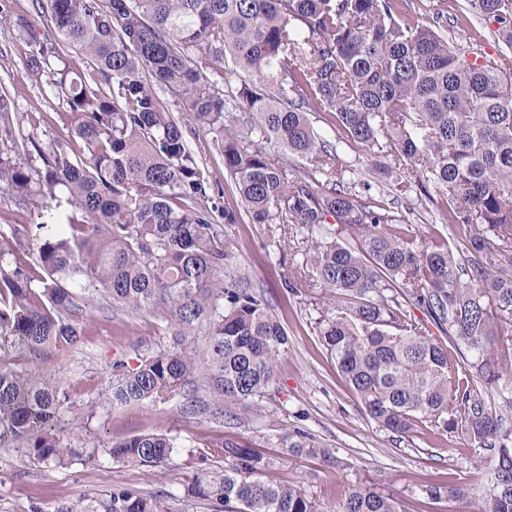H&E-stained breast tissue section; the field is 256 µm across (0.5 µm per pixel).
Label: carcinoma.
I'll use <instances>...</instances> for the list:
<instances>
[{
  "mask_svg": "<svg viewBox=\"0 0 512 512\" xmlns=\"http://www.w3.org/2000/svg\"><path fill=\"white\" fill-rule=\"evenodd\" d=\"M50 38L0 11V25L27 45L22 64L62 95L70 140L19 157L0 150V190L33 207L65 197L71 211L35 225V249L0 231V347L29 353L86 335L73 289L133 316L168 322L173 348L134 369L114 366V406L186 394L198 360L189 340L206 336L201 390L232 426L258 415L279 387L288 343L281 322L236 271L230 226L243 207L289 241L300 224L304 258L288 288H314L320 341L379 427L406 437L422 427L462 434L494 463L480 512H512V0H466L464 11L498 24L499 64L406 14L401 0H38ZM87 65L96 72L88 76ZM177 93L166 98L161 91ZM16 104L0 88V141L16 144ZM311 112L335 115L402 198L435 191L448 234L422 233L359 200L337 165V146ZM224 154L236 204L203 178L188 137ZM305 160L318 190L288 177L282 155ZM224 223H217V217ZM359 245L336 239L335 225ZM463 237V247L449 244ZM13 258L14 268L3 266ZM448 331L442 343L419 327L405 301ZM467 367L459 374L456 359ZM50 379L0 370V443L37 462L73 456ZM298 455L330 452L310 432L282 430ZM177 448L165 434L112 443V462L155 469ZM224 467L203 469L185 495L213 512H319L300 484H273L256 450L216 445ZM55 512H167L162 496L115 485L100 498L68 499ZM336 512H402L391 495L351 489Z\"/></svg>",
  "mask_w": 512,
  "mask_h": 512,
  "instance_id": "obj_1",
  "label": "carcinoma"
}]
</instances>
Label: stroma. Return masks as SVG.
<instances>
[{"mask_svg": "<svg viewBox=\"0 0 512 512\" xmlns=\"http://www.w3.org/2000/svg\"><path fill=\"white\" fill-rule=\"evenodd\" d=\"M24 49L11 29L0 27V86L15 97L20 117L16 133L44 146L49 136L68 137L71 113L43 80L22 67ZM310 119L336 144L338 163L353 172L357 194L382 200L386 177L370 173L365 149L348 141L333 115L314 112ZM189 145L204 178L223 189L226 202H234L236 188L224 168L223 153L201 138L190 139ZM232 235L236 269L263 296L288 336L279 391L264 403L260 417L232 428L213 408L200 404L187 409L181 396L119 407L103 403L101 395L112 383L116 362L133 368L141 357L168 348L167 323L160 317L113 312L106 300L79 301L78 315L89 326L82 341L36 355L0 349V368L36 373L60 386L67 396L61 424L77 451L69 464L59 467L35 463L21 449L0 444V512H29L34 503L42 512H54L62 501L98 498L116 484L164 495L169 512H211L203 503L186 499L183 487L194 474L189 454L215 438L249 443L267 458L268 481L303 482L320 512H334L341 494L353 488L393 495L403 512H477L493 483L492 462L477 460L459 438L417 432L411 439H399L366 417L314 331L313 305L286 286L302 255L283 248L246 212L240 213ZM278 427L308 430L327 446L330 457L292 455L281 447L274 433ZM156 432L177 443L165 465L148 471L112 462L109 449L114 440ZM448 484L462 489L463 498L430 495V487Z\"/></svg>", "mask_w": 512, "mask_h": 512, "instance_id": "stroma-1", "label": "stroma"}]
</instances>
